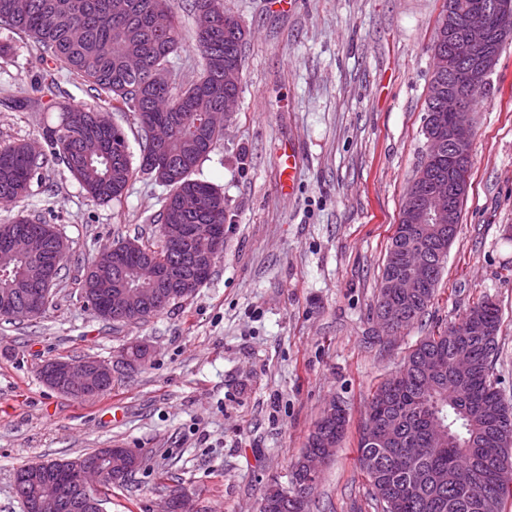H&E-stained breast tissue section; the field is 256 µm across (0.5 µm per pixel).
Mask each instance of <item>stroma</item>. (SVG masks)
Instances as JSON below:
<instances>
[{
	"label": "stroma",
	"instance_id": "35a3bbf8",
	"mask_svg": "<svg viewBox=\"0 0 512 512\" xmlns=\"http://www.w3.org/2000/svg\"><path fill=\"white\" fill-rule=\"evenodd\" d=\"M445 0H224L249 30L242 91L224 137L196 178L224 194V252L188 299L136 326L115 327L79 286L100 250L152 245L150 216L166 193L132 180L122 203L94 200L47 159L0 222L42 218L70 243L47 312L0 320V512H24L22 466L99 448H131L142 466L113 484L105 512H164L185 488L196 512H258L266 487L286 483L331 401L349 412L309 512H374L358 439L376 386L424 336L458 322L474 302L501 317L495 373L512 404V39L473 111L472 167L459 232L434 300L413 326L378 335L374 307L406 189L427 152L422 132ZM0 147L42 143L60 109L88 101L62 73L41 84L38 53L10 32L0 42ZM298 161L283 186L288 150ZM130 343L150 346L137 368ZM59 357L114 361L107 394L73 399L48 387Z\"/></svg>",
	"mask_w": 512,
	"mask_h": 512
}]
</instances>
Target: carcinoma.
<instances>
[{
  "mask_svg": "<svg viewBox=\"0 0 512 512\" xmlns=\"http://www.w3.org/2000/svg\"><path fill=\"white\" fill-rule=\"evenodd\" d=\"M220 24L207 36L194 41L204 61L201 75L184 81L173 75L172 84L158 89L151 82L158 66L170 67L181 44L183 0H0V26L27 37L53 64L46 77L67 71L81 79L91 101L61 108L56 126L43 131L57 162L85 192L102 202H119L137 173L148 175L167 189V197L151 224H222L224 196L205 181L193 178L195 171L224 136V127H211L203 141L197 140L194 113L224 106V96L239 95L241 86L224 85V65H243L242 49L247 35L241 22L224 12L215 0ZM128 110L141 130L138 167H133L128 139L110 113ZM155 123L172 128L165 148L175 162H185L177 177L152 169L156 143L150 135ZM44 156H32L28 144L0 149V201H18L26 196L33 178L40 173ZM17 231L45 238L49 249L45 265L35 269L19 256L0 260V296L18 290L14 308L5 320L37 318L43 311L29 300L26 280L39 286L40 278L57 281L64 260L56 249L60 235L51 224L20 216L0 224V243ZM443 267H437L425 301L417 305L401 300L404 327L417 322L431 303ZM112 278L100 282L95 274L80 281L85 301L105 321L112 320ZM499 330L497 305L483 299L469 315ZM458 349L470 352L472 361L463 372L454 370L451 357ZM497 336L449 334L444 329L423 337L404 359L402 369L382 381L367 403L362 430L390 420L397 439L373 445L360 434L358 462L370 487L371 501L381 512H501L505 480L495 454L499 433L512 428V406L505 402L494 377ZM441 420L448 439L436 446L433 428ZM61 460H49L19 468L15 491L26 512H44L39 505L55 497L54 482ZM140 463L121 454L112 455V470L130 481ZM470 470L475 486L457 485V475ZM82 493L74 491L49 512H89L81 506Z\"/></svg>",
  "mask_w": 512,
  "mask_h": 512,
  "instance_id": "1",
  "label": "carcinoma"
}]
</instances>
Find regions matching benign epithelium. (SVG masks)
<instances>
[{
  "instance_id": "obj_1",
  "label": "benign epithelium",
  "mask_w": 512,
  "mask_h": 512,
  "mask_svg": "<svg viewBox=\"0 0 512 512\" xmlns=\"http://www.w3.org/2000/svg\"><path fill=\"white\" fill-rule=\"evenodd\" d=\"M510 10L512 0H480L462 13L450 3L443 15L442 25L448 27L449 54L441 55L439 66L434 69L429 96L447 106L449 124L444 128L431 123L426 131L429 150L423 168L411 183L403 216L405 223L417 228L415 241L410 247L415 260L406 270L399 271L397 267L401 265L403 255H387L389 275L382 288L392 297L413 299L418 289L425 287L428 269L435 267L443 256V252L433 249L432 239L443 235L448 225L457 223L454 200L467 189V182L457 180L450 186L448 177L433 170L437 153L444 146L448 147V155L460 163L471 158L472 116L464 111L448 72L455 63L461 62L465 66V82L476 89L483 88L497 59L496 45L506 36V32L492 27L490 18ZM164 240L173 259L191 260V274L175 279L169 268L152 258L139 260L137 272L144 271L146 276L137 285L129 286L112 297L113 315H128L151 305L167 306L175 299L192 295L206 281L216 259L224 251V226L168 225ZM5 250L23 255L37 265L42 261L44 243L35 237L16 235L5 245ZM376 322L382 336H390L400 328V313L392 301L381 300ZM42 371L52 384L80 391L87 397L96 396L102 384L112 379V365L94 358H56L45 364ZM321 443V451L303 460L309 481L277 487L275 491L299 504L305 502L312 481L320 474V463L332 458L336 451L332 436H321ZM111 456L112 449L105 448L93 462L69 461L70 476L57 484V495L64 496L76 487L90 496L102 483L116 479L117 474L109 473L105 467V461Z\"/></svg>"
}]
</instances>
